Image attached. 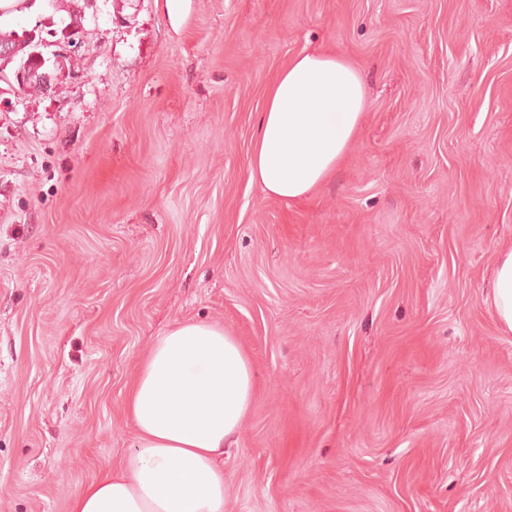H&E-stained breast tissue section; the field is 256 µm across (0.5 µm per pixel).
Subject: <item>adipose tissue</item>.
Here are the masks:
<instances>
[{
  "label": "adipose tissue",
  "mask_w": 512,
  "mask_h": 512,
  "mask_svg": "<svg viewBox=\"0 0 512 512\" xmlns=\"http://www.w3.org/2000/svg\"><path fill=\"white\" fill-rule=\"evenodd\" d=\"M367 107L363 72L348 55L303 51L266 88L249 181L295 202L346 160ZM488 299L512 333V249L495 265ZM252 365L223 325L184 321L140 362L125 398L136 444L119 469L71 499L70 512H224L221 459L254 399Z\"/></svg>",
  "instance_id": "obj_1"
}]
</instances>
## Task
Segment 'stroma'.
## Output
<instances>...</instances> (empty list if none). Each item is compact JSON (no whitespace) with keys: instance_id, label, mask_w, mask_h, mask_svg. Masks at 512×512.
I'll return each mask as SVG.
<instances>
[{"instance_id":"1","label":"stroma","mask_w":512,"mask_h":512,"mask_svg":"<svg viewBox=\"0 0 512 512\" xmlns=\"http://www.w3.org/2000/svg\"><path fill=\"white\" fill-rule=\"evenodd\" d=\"M62 58L0 72V512H70L133 448L158 336L231 329L256 396L224 512H512V0H28ZM336 49L368 107L288 204L249 182L264 91ZM56 64H60L59 55L53 53V58H44L36 54L31 62H27L16 72V79L21 86H24L31 78L35 77L41 86L35 82H29L26 88L35 91H47L51 88L52 83L58 79ZM42 87V88H41ZM488 299L499 327L512 333V249L503 252L496 262Z\"/></svg>"}]
</instances>
